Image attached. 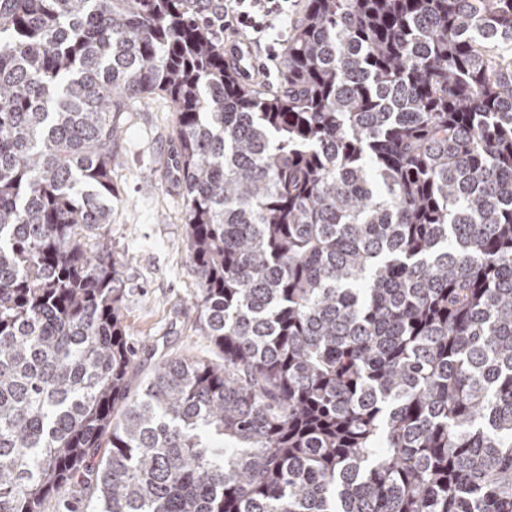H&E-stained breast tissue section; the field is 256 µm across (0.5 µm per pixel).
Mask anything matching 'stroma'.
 Segmentation results:
<instances>
[{
	"mask_svg": "<svg viewBox=\"0 0 512 512\" xmlns=\"http://www.w3.org/2000/svg\"><path fill=\"white\" fill-rule=\"evenodd\" d=\"M122 134L112 160V243L124 259L122 318L140 351L141 374L154 365L147 351L216 359L210 342L188 318L198 278L186 251L182 200L172 193L161 157L175 130L170 101L151 95L132 102L121 118Z\"/></svg>",
	"mask_w": 512,
	"mask_h": 512,
	"instance_id": "1",
	"label": "stroma"
}]
</instances>
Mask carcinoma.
<instances>
[{"mask_svg": "<svg viewBox=\"0 0 512 512\" xmlns=\"http://www.w3.org/2000/svg\"><path fill=\"white\" fill-rule=\"evenodd\" d=\"M224 0H0V512H512V0H307L282 89ZM176 112L190 313L137 351L129 103ZM224 51H232L235 53L236 58L234 64L239 71L255 73L257 70L258 58L253 51L252 45L248 42L240 41V44H238V40H234L224 46Z\"/></svg>", "mask_w": 512, "mask_h": 512, "instance_id": "obj_1", "label": "carcinoma"}]
</instances>
